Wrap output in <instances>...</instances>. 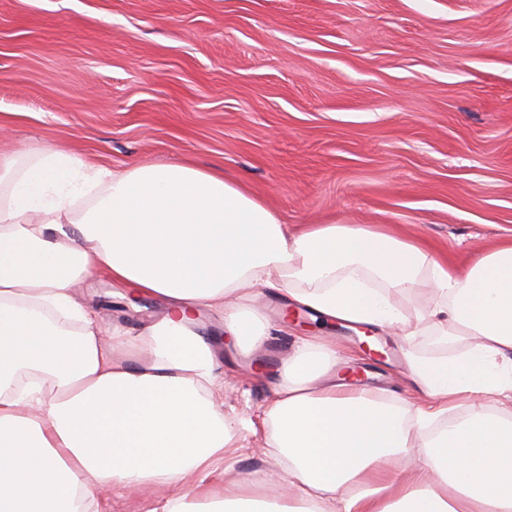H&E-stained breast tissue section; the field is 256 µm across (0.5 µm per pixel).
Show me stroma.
<instances>
[{
  "label": "stroma",
  "mask_w": 512,
  "mask_h": 512,
  "mask_svg": "<svg viewBox=\"0 0 512 512\" xmlns=\"http://www.w3.org/2000/svg\"><path fill=\"white\" fill-rule=\"evenodd\" d=\"M46 147L220 168L285 224H386L458 261L512 235V0H0V153ZM76 298L133 336L167 313L106 278ZM199 319L225 410L256 413L270 382ZM328 333L352 382L412 410L406 352L466 346Z\"/></svg>",
  "instance_id": "obj_1"
}]
</instances>
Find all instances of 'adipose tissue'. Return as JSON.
<instances>
[{"mask_svg":"<svg viewBox=\"0 0 512 512\" xmlns=\"http://www.w3.org/2000/svg\"><path fill=\"white\" fill-rule=\"evenodd\" d=\"M100 276L164 299L165 317L134 336L98 322L74 290ZM423 284L434 301L412 323L395 295ZM271 294L287 302L274 325ZM204 309L246 356L296 310L466 347L407 354L427 399L410 416L337 378L332 337L300 335L245 418L224 411ZM256 436L274 473L206 484ZM154 485L163 512H187L189 486L203 512H512V237L459 267L380 225L283 224L220 171L0 155V512H100L102 488Z\"/></svg>","mask_w":512,"mask_h":512,"instance_id":"ef3b65f1","label":"adipose tissue"}]
</instances>
